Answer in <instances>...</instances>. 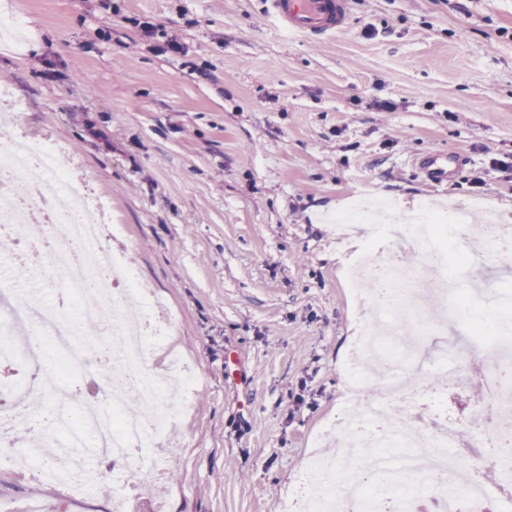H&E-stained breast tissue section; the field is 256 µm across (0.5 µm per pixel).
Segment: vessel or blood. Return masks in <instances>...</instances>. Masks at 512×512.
Masks as SVG:
<instances>
[{"label": "vessel or blood", "mask_w": 512, "mask_h": 512, "mask_svg": "<svg viewBox=\"0 0 512 512\" xmlns=\"http://www.w3.org/2000/svg\"><path fill=\"white\" fill-rule=\"evenodd\" d=\"M347 0H268L270 15L286 30L324 39L343 30Z\"/></svg>", "instance_id": "b4317fda"}]
</instances>
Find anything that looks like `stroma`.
<instances>
[{
	"label": "stroma",
	"instance_id": "35a3bbf8",
	"mask_svg": "<svg viewBox=\"0 0 512 512\" xmlns=\"http://www.w3.org/2000/svg\"><path fill=\"white\" fill-rule=\"evenodd\" d=\"M267 7L0 0L1 18L24 20L20 39L0 38L16 134L63 149L73 187L109 214L105 244L131 258L198 369L190 412L159 440L160 478L130 512H276L308 458L336 450L360 323L347 273L366 246L338 238L332 216L383 198L402 221L427 203L512 225V0H349L346 28L318 40ZM432 154L447 180L420 173ZM395 248L420 269L436 324L422 349L438 357L450 326L482 345L494 321L481 296L503 265L459 280L463 300L446 306L434 292L452 270ZM99 371L73 366L42 392L45 415L64 396L76 409ZM482 392L448 387L444 414L476 430ZM10 440L0 512H112L118 482L134 479L101 459L77 496L56 449L36 480L13 462L27 431Z\"/></svg>",
	"mask_w": 512,
	"mask_h": 512
}]
</instances>
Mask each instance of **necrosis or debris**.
<instances>
[{
	"instance_id": "obj_1",
	"label": "necrosis or debris",
	"mask_w": 512,
	"mask_h": 512,
	"mask_svg": "<svg viewBox=\"0 0 512 512\" xmlns=\"http://www.w3.org/2000/svg\"><path fill=\"white\" fill-rule=\"evenodd\" d=\"M49 175L47 197L55 204L47 213L52 224L67 227L65 238L45 244L52 267L60 268L61 289L69 304L60 312L43 315L33 295L16 285H0V350L24 352L26 339L17 331L42 322L49 330L44 347L47 359L79 364L97 357L103 345L113 348L110 373L119 384L111 407L87 398L76 414L43 422L22 407V395L13 392L0 400V442L8 440L16 426L27 427L42 447L98 448L115 459L130 460L135 452L156 448L159 436L171 424L175 411H188L194 372L175 355L156 367L154 355L163 350L172 334L170 316L159 315L156 301L146 298L138 286L131 264L102 246V226L82 199L58 205L60 195L71 192L64 153L44 139H12L9 124L0 125V182L38 172ZM40 203L27 195L0 202V231L30 245L34 239L30 223ZM382 223L373 225V238L414 242L440 266H447L449 251L467 239L469 226L455 210L423 209L418 219L405 224L385 223L393 207L374 203ZM479 247L466 254L458 266L464 270L489 259L512 260V225L486 221L478 231ZM418 270L402 265L393 251L369 253L352 265L349 280L357 301L375 312L376 324H363L347 362V410L339 424L346 431L345 446L354 464L350 468L349 491L362 512H406L424 494H432L441 512H458L468 503L472 512H482L490 489L474 481L459 482L461 462L476 468L512 465V458L488 454L486 437L496 435L512 419V385L500 379L503 368L512 365V342L492 333L485 338V355L493 364L483 380L487 397L477 405L480 431L464 434L459 426L439 412L429 411L427 402L408 373L421 370L419 351L401 344L404 335L427 330V311L418 296ZM87 324L111 327L110 336H83ZM468 344L449 345L438 360L437 375L449 385L465 387L473 376ZM379 357L391 366L389 374L375 378L363 373L362 360ZM412 412V419L390 416L391 404ZM333 459L312 460L300 487L305 512H337L330 473Z\"/></svg>"
}]
</instances>
